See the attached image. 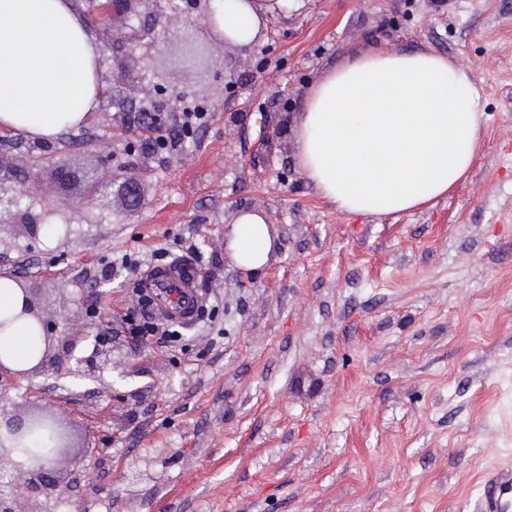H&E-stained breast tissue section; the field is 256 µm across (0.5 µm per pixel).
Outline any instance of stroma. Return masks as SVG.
Segmentation results:
<instances>
[{
	"mask_svg": "<svg viewBox=\"0 0 512 512\" xmlns=\"http://www.w3.org/2000/svg\"><path fill=\"white\" fill-rule=\"evenodd\" d=\"M268 29L249 60L198 34L200 69L178 58L181 21H157L168 52L135 87L164 83L170 111L211 114L168 154L108 95L57 141L0 142L24 173L64 162L69 181L36 183L50 200L117 167L144 179L136 209L113 202L68 241L0 231V269L24 276L58 335L78 334L76 356L104 318L122 347L102 373L65 360L6 384L16 413L50 414L70 437L57 512H471L483 475L512 460V0H305ZM379 39L469 71L484 148L426 206L348 215L302 174L295 128L308 92ZM232 206L269 222L260 272L234 260ZM159 248L197 252L219 300L215 327L182 328L172 347L128 336L139 277L115 263ZM145 457L150 479L129 482Z\"/></svg>",
	"mask_w": 512,
	"mask_h": 512,
	"instance_id": "obj_1",
	"label": "stroma"
}]
</instances>
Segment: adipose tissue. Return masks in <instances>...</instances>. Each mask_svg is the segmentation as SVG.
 Segmentation results:
<instances>
[{"label":"adipose tissue","mask_w":512,"mask_h":512,"mask_svg":"<svg viewBox=\"0 0 512 512\" xmlns=\"http://www.w3.org/2000/svg\"><path fill=\"white\" fill-rule=\"evenodd\" d=\"M303 0H215L213 34L236 46ZM100 43L74 0H0V132L51 142L94 117ZM481 93L465 68L436 53L380 43L346 60L304 99L296 145L304 176L337 210L402 213L442 196L482 150ZM231 248L249 271L267 263L271 237L258 212L238 214ZM16 277L0 271V366L33 369L45 339Z\"/></svg>","instance_id":"obj_1"}]
</instances>
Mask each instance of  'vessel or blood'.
Wrapping results in <instances>:
<instances>
[{"label": "vessel or blood", "mask_w": 512, "mask_h": 512, "mask_svg": "<svg viewBox=\"0 0 512 512\" xmlns=\"http://www.w3.org/2000/svg\"><path fill=\"white\" fill-rule=\"evenodd\" d=\"M199 278L197 267L181 260L150 266L141 275V286L152 300V314L170 323L195 324L203 304ZM474 512H512L511 463L498 465L484 478Z\"/></svg>", "instance_id": "vessel-or-blood-1"}]
</instances>
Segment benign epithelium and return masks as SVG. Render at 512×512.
Wrapping results in <instances>:
<instances>
[{"mask_svg":"<svg viewBox=\"0 0 512 512\" xmlns=\"http://www.w3.org/2000/svg\"><path fill=\"white\" fill-rule=\"evenodd\" d=\"M87 12L98 28L99 40L108 43L113 38L116 26L125 29L121 38L122 47L128 55L142 51L145 58L152 57V50L157 48L154 35L155 28L146 25H136L134 21L142 18L157 19L166 14L169 0H84ZM164 92L162 85H157L155 93L140 100L130 97H120L116 106L120 112H166L167 104L159 99ZM87 197L100 202V206L109 204V199L117 197L126 205L131 206L140 198L139 178L115 172L112 179L104 182L93 181L87 185ZM22 198L35 199L34 193L26 181L20 180L12 165L4 161L0 155V225L22 224L34 229L38 224L49 218H57L65 225L93 223L84 210V203L72 202L63 205L50 203L40 204L39 213H33V207L19 209L18 202ZM45 333L46 350L41 362L33 368L37 372L47 362L72 356L73 339H68L58 349H53L55 324L51 323L42 313H37ZM112 366V349H106L102 344L95 345L91 355L76 359L74 373L79 374L82 368L103 371ZM37 422H50L56 425L59 445L46 458L32 461L24 466L15 462L9 451L0 445V512H54L55 503L70 490L71 481L62 472L53 467L56 457L69 447V436L57 425L52 417L45 414L31 415L27 418H10L5 426L10 433L18 434L22 430L31 429ZM21 475L23 486L15 485V476Z\"/></svg>","mask_w":512,"mask_h":512,"instance_id":"obj_1","label":"benign epithelium"}]
</instances>
